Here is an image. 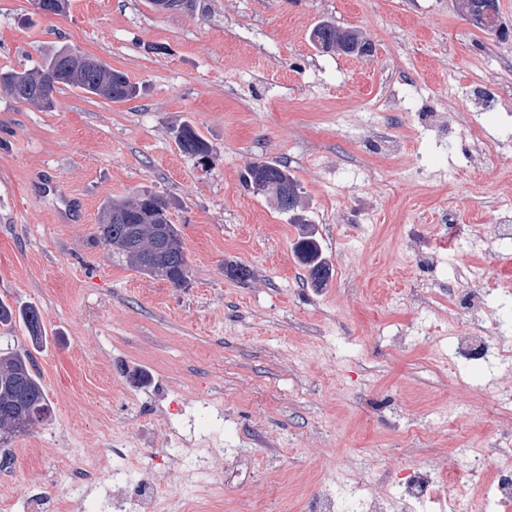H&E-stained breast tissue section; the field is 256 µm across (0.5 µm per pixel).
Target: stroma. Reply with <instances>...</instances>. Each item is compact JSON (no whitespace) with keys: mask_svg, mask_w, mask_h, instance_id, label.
I'll use <instances>...</instances> for the list:
<instances>
[{"mask_svg":"<svg viewBox=\"0 0 512 512\" xmlns=\"http://www.w3.org/2000/svg\"><path fill=\"white\" fill-rule=\"evenodd\" d=\"M498 4L499 34L455 0H69L52 17L0 0V70L67 45L140 88L112 103L64 87L49 110L0 92V299L41 314L51 408L10 444L0 512L61 497L87 465L131 468L113 500L150 489L195 512H319L327 495L356 512V484L385 512H441L431 497L402 509L398 487L444 466L482 512L512 448V361L455 347L478 273L500 284L484 336L512 347V240L495 229L512 188V0ZM322 20L372 52L317 50ZM472 118L501 144L494 166L471 162ZM186 123L212 162L180 151ZM260 161L297 178L324 286L304 281L298 224L244 187ZM143 192L170 203L187 287L94 241L103 205ZM236 264L252 278L229 277ZM184 435L210 450L204 501L177 476L194 461Z\"/></svg>","mask_w":512,"mask_h":512,"instance_id":"stroma-1","label":"stroma"}]
</instances>
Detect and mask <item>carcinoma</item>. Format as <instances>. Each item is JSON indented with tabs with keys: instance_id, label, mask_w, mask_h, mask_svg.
Listing matches in <instances>:
<instances>
[{
	"instance_id": "carcinoma-1",
	"label": "carcinoma",
	"mask_w": 512,
	"mask_h": 512,
	"mask_svg": "<svg viewBox=\"0 0 512 512\" xmlns=\"http://www.w3.org/2000/svg\"><path fill=\"white\" fill-rule=\"evenodd\" d=\"M460 11L479 29L491 33L500 27L498 0H458ZM311 41L327 46L339 41L348 47V53L362 51L360 33L356 29L340 28L329 21H321L311 31ZM67 86L99 95L101 87L110 93L113 103L130 101L137 97V87L128 76L99 62L89 65L83 58L71 55L67 47H60L45 56L41 66L19 72L0 71V90L17 101L37 93L36 104L43 108L54 105L53 93ZM176 141L186 155L205 158L210 154L206 141L195 129L185 124L177 130ZM244 182L259 184L260 194L278 199V191L287 187L293 192V203L277 205L282 213H296L301 203V188L288 169L265 161L250 166ZM103 222L98 226L97 241L125 256L136 268L165 278L176 288L188 283V258L184 242L176 225L168 217V204L162 198L144 193L135 199H112L102 208ZM295 221L303 227L298 244V258L306 269L305 279L318 288L330 276L329 264L323 256L322 245L314 228L300 217ZM23 323L33 344L43 341L45 330L39 311L34 307L16 310L0 301V325L14 321ZM49 400L41 383L33 355L27 351L0 352V466L11 463V454L5 450L10 442L29 433L34 425L47 421Z\"/></svg>"
}]
</instances>
